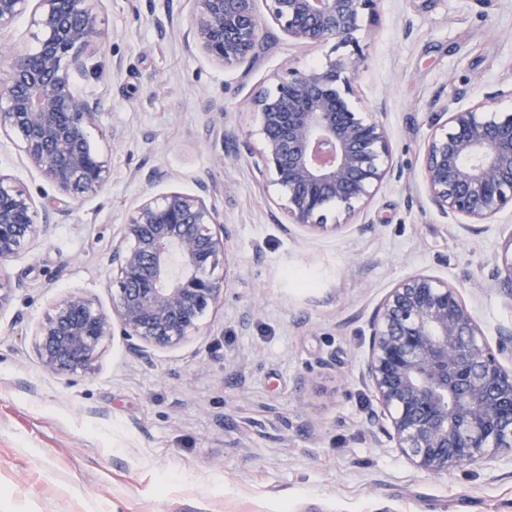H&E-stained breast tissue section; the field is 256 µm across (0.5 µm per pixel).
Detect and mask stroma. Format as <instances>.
Segmentation results:
<instances>
[{
	"mask_svg": "<svg viewBox=\"0 0 512 512\" xmlns=\"http://www.w3.org/2000/svg\"><path fill=\"white\" fill-rule=\"evenodd\" d=\"M195 0H101L104 50L83 85L104 106L89 131L111 176L5 266L0 304V512H512V452L484 470L415 469L365 420L359 378L371 314L416 273L454 283L488 340L512 326L491 260L512 212L469 234L430 205L419 179L435 100L512 81V0H379L360 35L351 99L378 110L397 178L355 229L320 237L273 215L243 142L262 136L250 102L287 69L325 64L269 28L227 68L189 48ZM160 169L163 180H148ZM0 173L43 203L57 192L0 136ZM207 185L228 243V290L181 346L137 351L108 339L91 370L41 365L34 329L77 291L112 310V250L130 206Z\"/></svg>",
	"mask_w": 512,
	"mask_h": 512,
	"instance_id": "stroma-1",
	"label": "stroma"
}]
</instances>
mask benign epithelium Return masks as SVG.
<instances>
[{
	"mask_svg": "<svg viewBox=\"0 0 512 512\" xmlns=\"http://www.w3.org/2000/svg\"><path fill=\"white\" fill-rule=\"evenodd\" d=\"M196 0L188 43L225 67L255 55L274 25L305 45L350 52L326 65L288 69L274 90L252 100L262 147L258 182L284 194L287 223L311 236L353 227V220L394 172L392 132L381 112H359L350 97L363 64L359 35L378 0ZM99 0H0V32L27 18V49L0 38L12 60L0 84V135L53 187L52 207L0 174V265L47 234L55 215L98 195L109 170L88 129L102 108L80 93L91 50L102 44ZM512 84L466 106L441 107L445 121L428 137L420 178L431 205L469 232L512 211V113L499 104ZM112 249V314L70 293L35 329L42 366L85 373L103 340L120 330L134 348L178 346L201 329L228 289L217 270L228 262L229 231L207 200L178 191L151 196L126 215ZM494 280L512 301V234L494 259ZM360 377L381 411L383 429L411 464L430 474L481 467L512 450V329L490 345L457 286L419 273L389 289L369 324Z\"/></svg>",
	"mask_w": 512,
	"mask_h": 512,
	"instance_id": "7a95c632",
	"label": "benign epithelium"
}]
</instances>
